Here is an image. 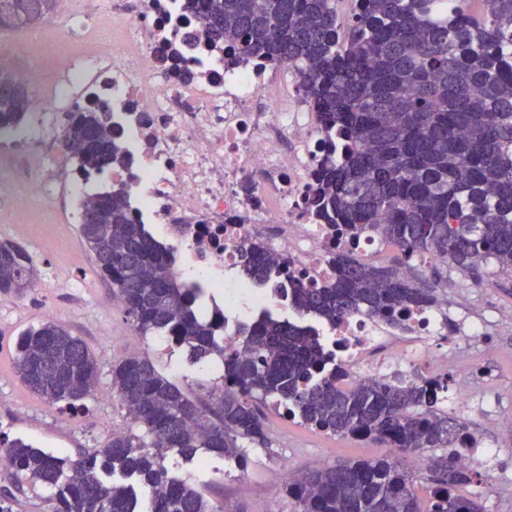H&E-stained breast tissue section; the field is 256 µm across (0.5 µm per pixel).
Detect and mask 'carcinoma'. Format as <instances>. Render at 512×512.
<instances>
[{
  "label": "carcinoma",
  "instance_id": "obj_1",
  "mask_svg": "<svg viewBox=\"0 0 512 512\" xmlns=\"http://www.w3.org/2000/svg\"><path fill=\"white\" fill-rule=\"evenodd\" d=\"M360 0L355 20L337 25L334 0H197L194 19L212 42L243 59L288 60L325 135V155L310 186L307 212L336 234H371L401 253L378 266L338 250L334 280L293 289L298 312L323 325L361 313L403 328L408 313L438 304L416 262L439 255L433 281L448 270L472 273L493 262L512 267V0ZM68 113L61 137L75 172L89 183L122 167L126 146L112 128L111 107ZM31 93L0 96V137L29 114ZM79 224L98 273L116 288L124 312L144 336L164 335L189 361L216 359L222 384L190 392L160 374L145 355L112 369V387L143 432H123L93 453L65 459L16 439L3 451L16 472L51 492L53 512H223L189 478L173 476L170 455L201 450L243 464L245 444H268L263 407L319 431L396 449V456L311 468L286 483L298 512H482L459 494L472 483L463 448L476 441L466 422L440 407L448 381L400 373L353 383L329 364L310 326L262 315L244 328L241 351L224 347V319L200 310V290L176 279L172 251L131 221L120 183L92 194ZM258 284L274 272L266 246L241 252ZM30 256L0 242V293L16 291ZM70 339L78 356L67 384L46 367L44 344ZM15 371L51 406L78 408L97 378L87 344L54 321L18 338ZM431 473L422 507L413 470L402 459L426 452Z\"/></svg>",
  "mask_w": 512,
  "mask_h": 512
}]
</instances>
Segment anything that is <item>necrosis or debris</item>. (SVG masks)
Returning a JSON list of instances; mask_svg holds the SVG:
<instances>
[{
    "label": "necrosis or debris",
    "mask_w": 512,
    "mask_h": 512,
    "mask_svg": "<svg viewBox=\"0 0 512 512\" xmlns=\"http://www.w3.org/2000/svg\"><path fill=\"white\" fill-rule=\"evenodd\" d=\"M195 0H138L132 19L103 14L81 24L79 36L94 44L93 76L74 67L76 84L98 93L112 108V123L130 153L113 170L129 188L130 217L154 222L164 244L176 251L172 273L199 270L205 313L224 316V343L236 345L244 326L235 298L249 291L252 310L291 306L296 280L333 278L339 249L372 258L379 241L350 242L306 214V199L324 133L314 107L285 61L236 59L231 49L210 48L192 18ZM178 50L188 76L166 72L162 59ZM275 224L271 257H288L264 288L242 277L240 253L257 238V223ZM441 312L424 307L408 318L406 335L362 314L345 316L322 331L326 351L351 380L380 377L399 362L434 373L438 358L423 340L438 335Z\"/></svg>",
    "instance_id": "1"
}]
</instances>
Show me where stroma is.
I'll return each mask as SVG.
<instances>
[{
    "label": "stroma",
    "instance_id": "obj_1",
    "mask_svg": "<svg viewBox=\"0 0 512 512\" xmlns=\"http://www.w3.org/2000/svg\"><path fill=\"white\" fill-rule=\"evenodd\" d=\"M135 0H55L50 22L43 30L49 48L21 66L8 48L23 40L28 29L0 27V70L25 74L33 90L51 92L50 80L56 66L76 54L87 53L86 44L64 30V15L79 10L94 18L114 8L133 16ZM75 99L28 120L9 139L0 142V154L11 157L0 169V216L13 208L10 189L28 180L32 168L51 175L60 153L64 111L74 109ZM79 198L58 197L51 205L33 201V223L19 228L0 226V241L22 247L31 257L43 287H32L17 295H0V440L21 439L60 456L75 457L102 448L112 434L133 430L134 425L112 389V367L132 353L148 356L171 381L187 386L195 380L217 381L222 370L218 362L189 363L184 350L162 336H144L134 327L109 281L101 277L91 253L82 243L77 227ZM448 325L431 338L427 347L448 354V390L445 410L463 416L454 398L465 390L476 415L466 422L488 456L479 469L471 496L477 497L484 512H512V429L493 427L490 417L512 416V278L493 270L484 278L452 270L447 287L438 289ZM486 324L481 336L466 335L470 317ZM53 320L79 336L97 358L98 381L84 408L74 412L48 406L27 388L14 369L16 340L24 330ZM468 363L472 375H456L459 363ZM268 447L249 446L245 468L213 459L208 472L195 464L172 458L169 464L179 474H192L196 484L213 504L231 505L235 512H269L277 503L279 512H297L292 498L284 492L286 477L302 473L316 464L370 459L388 455L385 446L350 436H333L280 416L275 408L265 410ZM0 496L10 512H52L50 493L40 484L17 476L12 468L0 467Z\"/></svg>",
    "mask_w": 512,
    "mask_h": 512
}]
</instances>
